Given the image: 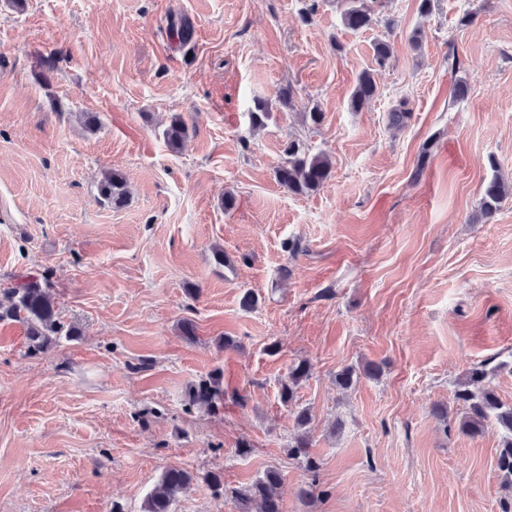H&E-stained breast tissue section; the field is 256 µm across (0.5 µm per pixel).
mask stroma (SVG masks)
<instances>
[{
  "mask_svg": "<svg viewBox=\"0 0 512 512\" xmlns=\"http://www.w3.org/2000/svg\"><path fill=\"white\" fill-rule=\"evenodd\" d=\"M177 14L191 45L168 37ZM381 19L346 29L340 0H0V303L42 273L78 332L31 356L0 323V512H142L170 466L195 476L174 512H237L232 490L271 467L283 512H501L499 428L470 438L431 409L457 418L455 384L482 362L512 404V194L482 209L492 178L512 185V0H431L426 16L385 0ZM378 39L392 57L351 111ZM258 99L276 103L261 127ZM292 140L332 161L315 192L275 179ZM110 169L119 209L98 191ZM346 366L360 378L343 391ZM218 368L246 406L186 410ZM302 408L313 473L287 452ZM377 71L378 69L375 68L364 70L359 74L356 86L349 99V105L353 111H360L367 102L376 96L378 92ZM99 194L113 208L123 207L129 192L122 173L113 169L106 172L99 184ZM310 368L307 362L294 363L288 372V381L281 385V403L285 406L295 400L296 386L309 376Z\"/></svg>",
  "mask_w": 512,
  "mask_h": 512,
  "instance_id": "obj_1",
  "label": "stroma"
}]
</instances>
